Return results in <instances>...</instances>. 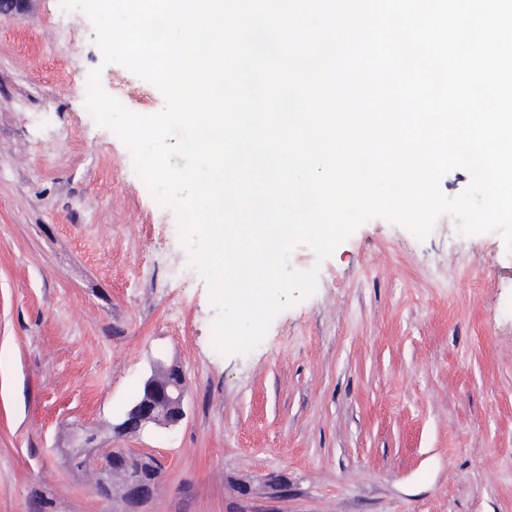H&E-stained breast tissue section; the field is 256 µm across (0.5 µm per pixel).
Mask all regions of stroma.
<instances>
[{
	"label": "stroma",
	"instance_id": "obj_1",
	"mask_svg": "<svg viewBox=\"0 0 512 512\" xmlns=\"http://www.w3.org/2000/svg\"><path fill=\"white\" fill-rule=\"evenodd\" d=\"M82 12L0 17V512H114L62 449L73 427L161 464L149 512H512V251L499 233L426 239L375 218L318 268L316 291L245 356L171 210L86 108L101 72L128 110L162 93L104 64ZM177 361L187 415L113 438L153 359Z\"/></svg>",
	"mask_w": 512,
	"mask_h": 512
}]
</instances>
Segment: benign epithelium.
<instances>
[{
  "label": "benign epithelium",
  "mask_w": 512,
  "mask_h": 512,
  "mask_svg": "<svg viewBox=\"0 0 512 512\" xmlns=\"http://www.w3.org/2000/svg\"><path fill=\"white\" fill-rule=\"evenodd\" d=\"M29 0H0V15L22 17ZM187 385L181 367L161 358L153 361L151 374L143 381L142 392L134 400L122 422L115 426L120 434L140 435L152 429H167L179 425L186 417ZM96 433L87 427L79 428L67 456L81 462L80 468L90 472V489L100 499L118 496L126 506L125 512H140L141 506L153 500L160 478L137 481L123 475L126 464L148 460L161 472L155 456L133 448H111L96 453Z\"/></svg>",
  "instance_id": "obj_1"
}]
</instances>
